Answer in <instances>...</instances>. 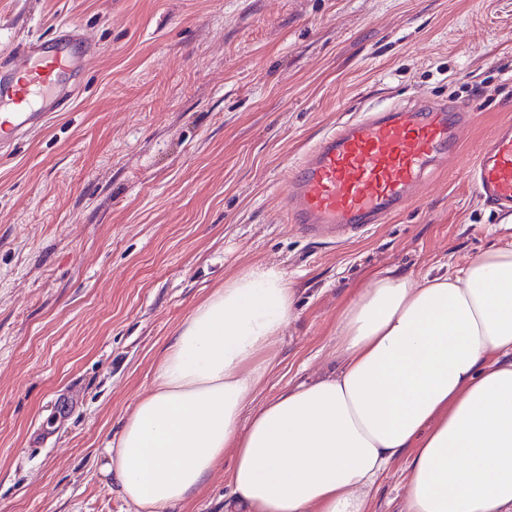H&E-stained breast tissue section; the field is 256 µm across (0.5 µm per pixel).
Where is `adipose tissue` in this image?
I'll use <instances>...</instances> for the list:
<instances>
[{
  "label": "adipose tissue",
  "mask_w": 512,
  "mask_h": 512,
  "mask_svg": "<svg viewBox=\"0 0 512 512\" xmlns=\"http://www.w3.org/2000/svg\"><path fill=\"white\" fill-rule=\"evenodd\" d=\"M294 297L259 261L196 305L98 451L124 501L171 512L220 474L225 512H369L402 456L404 512H512V243L374 278L337 319L335 373L263 400Z\"/></svg>",
  "instance_id": "1"
}]
</instances>
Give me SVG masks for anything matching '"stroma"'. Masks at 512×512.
<instances>
[{
	"label": "stroma",
	"mask_w": 512,
	"mask_h": 512,
	"mask_svg": "<svg viewBox=\"0 0 512 512\" xmlns=\"http://www.w3.org/2000/svg\"><path fill=\"white\" fill-rule=\"evenodd\" d=\"M70 22L92 49L79 93L0 147V512H134L97 451L177 327L255 261L295 290L267 398L335 368L338 315L377 274L512 241L464 175L512 122V0H0V55ZM421 95L476 116L413 207L343 244L283 223L288 165Z\"/></svg>",
	"instance_id": "stroma-1"
}]
</instances>
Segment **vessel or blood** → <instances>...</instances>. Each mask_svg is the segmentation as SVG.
Wrapping results in <instances>:
<instances>
[{
    "mask_svg": "<svg viewBox=\"0 0 512 512\" xmlns=\"http://www.w3.org/2000/svg\"><path fill=\"white\" fill-rule=\"evenodd\" d=\"M88 45L77 25L30 41L0 62V141L41 126L77 92ZM463 103L424 98L369 109L338 123L290 166L285 221L300 236L347 242L416 201L429 172L460 152L473 119ZM467 175L476 196L495 213L512 216V123L499 125Z\"/></svg>",
    "mask_w": 512,
    "mask_h": 512,
    "instance_id": "1",
    "label": "vessel or blood"
}]
</instances>
